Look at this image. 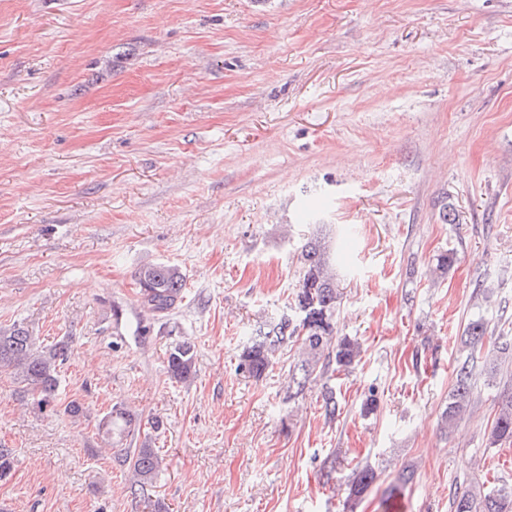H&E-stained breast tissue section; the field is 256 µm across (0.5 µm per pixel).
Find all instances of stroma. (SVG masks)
I'll use <instances>...</instances> for the list:
<instances>
[{
  "label": "stroma",
  "instance_id": "obj_1",
  "mask_svg": "<svg viewBox=\"0 0 512 512\" xmlns=\"http://www.w3.org/2000/svg\"><path fill=\"white\" fill-rule=\"evenodd\" d=\"M321 224L337 331L361 344L332 421L318 388L285 400L295 345L238 369ZM156 262L186 276L164 317L134 280ZM481 315L512 334V0H0V328L71 337L57 400L87 409L38 408L0 372V512H149L98 428L117 402L142 421L124 447L162 423L167 512H380L408 465L403 512H449L456 486L512 484V444L486 437L499 382L441 427ZM194 347L189 343L176 346L168 356L167 367L170 377L176 382L186 383L194 375ZM415 479V469L412 466L404 467L395 478L394 482L389 485L385 492L384 497L381 500V511L382 512H394L389 507L390 500H393L397 496L401 495L403 490L412 484Z\"/></svg>",
  "mask_w": 512,
  "mask_h": 512
}]
</instances>
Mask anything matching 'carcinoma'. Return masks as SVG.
Here are the masks:
<instances>
[{
    "label": "carcinoma",
    "mask_w": 512,
    "mask_h": 512,
    "mask_svg": "<svg viewBox=\"0 0 512 512\" xmlns=\"http://www.w3.org/2000/svg\"><path fill=\"white\" fill-rule=\"evenodd\" d=\"M333 250L328 237L318 231L306 239L298 255L299 287L295 305L309 307L306 313L294 309L282 313L255 336L240 355L238 369L252 377H260L278 363L283 345L299 344L298 353L288 367L287 400L302 395L311 384L322 389L325 418L332 420L340 412V403L329 381L334 373L350 369L358 360L361 346L349 336H336L337 315L343 294L337 283L332 262ZM454 263V254L437 256L431 268L433 279L445 277ZM141 303L150 312L167 315L184 299L185 278L181 269L168 263L141 267L136 275ZM461 343L467 350L455 369V381L448 405L442 414L444 428L450 430L470 408L478 376L494 378L501 366L512 358V336H492L488 322L481 317L466 324ZM69 340L41 346L23 325L0 329V369L9 370L23 392L37 399L40 406L56 400L61 365L66 360ZM168 373L185 383L194 375V347L189 343L176 346L168 356ZM138 417L123 403L116 402L101 419L100 426L111 439H123L134 432ZM492 445L512 443V393L498 401L496 417L489 430ZM131 473L130 490L136 495L153 485L162 469L163 458L146 437L139 448H128L121 459ZM415 479V469L404 467L389 485L381 500L382 512H393L390 500L401 495ZM377 480L370 466L355 470L351 495H364ZM451 512H512V485L503 484L487 493L466 490L452 497Z\"/></svg>",
    "instance_id": "1"
}]
</instances>
